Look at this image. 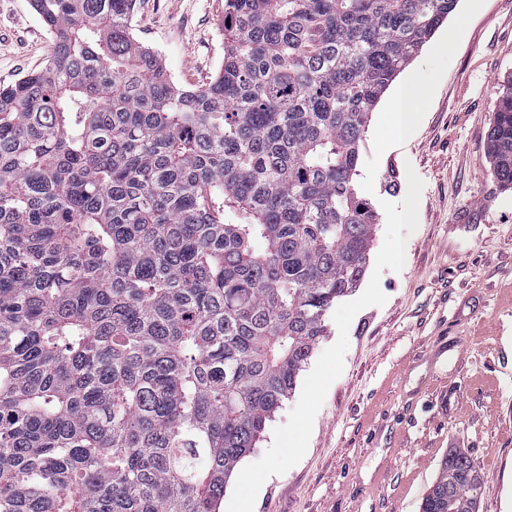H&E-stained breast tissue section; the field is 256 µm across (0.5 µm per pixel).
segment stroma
Listing matches in <instances>:
<instances>
[{"instance_id": "1", "label": "stroma", "mask_w": 512, "mask_h": 512, "mask_svg": "<svg viewBox=\"0 0 512 512\" xmlns=\"http://www.w3.org/2000/svg\"><path fill=\"white\" fill-rule=\"evenodd\" d=\"M223 18L224 0H136L131 33L194 89L224 61ZM50 44L30 0H0V85ZM510 83L512 0H458L383 95L356 181L378 214L365 275L219 512H420L452 448L481 473L479 512H512V190L486 153ZM405 85L420 95L390 141Z\"/></svg>"}]
</instances>
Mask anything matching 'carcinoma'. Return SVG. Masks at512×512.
<instances>
[{"instance_id":"1","label":"carcinoma","mask_w":512,"mask_h":512,"mask_svg":"<svg viewBox=\"0 0 512 512\" xmlns=\"http://www.w3.org/2000/svg\"><path fill=\"white\" fill-rule=\"evenodd\" d=\"M41 69L0 85V512H218L377 221L369 115L458 0H224L180 89L135 0H31ZM512 188V85L487 137ZM450 451L422 512H478Z\"/></svg>"}]
</instances>
